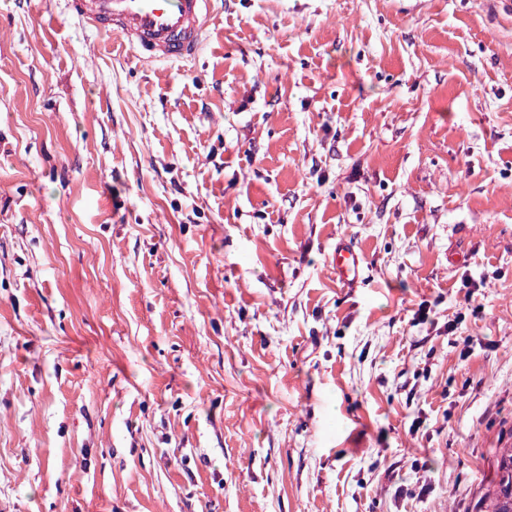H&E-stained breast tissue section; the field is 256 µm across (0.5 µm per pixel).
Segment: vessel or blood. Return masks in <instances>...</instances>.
<instances>
[{"label":"vessel or blood","instance_id":"vessel-or-blood-1","mask_svg":"<svg viewBox=\"0 0 512 512\" xmlns=\"http://www.w3.org/2000/svg\"><path fill=\"white\" fill-rule=\"evenodd\" d=\"M212 0H69L72 12L89 26L119 37L148 61H184L199 51ZM337 281L354 287L363 258L347 240L332 253Z\"/></svg>","mask_w":512,"mask_h":512}]
</instances>
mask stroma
I'll return each mask as SVG.
<instances>
[{
    "label": "stroma",
    "instance_id": "35a3bbf8",
    "mask_svg": "<svg viewBox=\"0 0 512 512\" xmlns=\"http://www.w3.org/2000/svg\"><path fill=\"white\" fill-rule=\"evenodd\" d=\"M494 2L214 0L147 64L0 0V512H474L512 445ZM332 266L336 281L353 288L361 278L363 258L350 241L339 239L332 253Z\"/></svg>",
    "mask_w": 512,
    "mask_h": 512
}]
</instances>
